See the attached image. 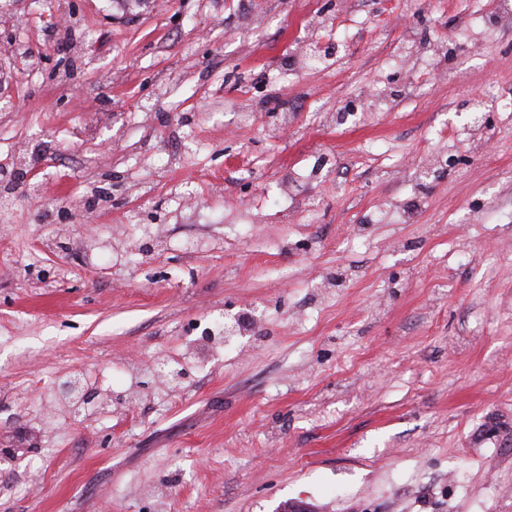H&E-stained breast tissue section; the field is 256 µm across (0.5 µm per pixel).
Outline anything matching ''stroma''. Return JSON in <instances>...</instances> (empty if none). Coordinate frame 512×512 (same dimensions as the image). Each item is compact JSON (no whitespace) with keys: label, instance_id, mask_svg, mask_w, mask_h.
I'll return each mask as SVG.
<instances>
[{"label":"stroma","instance_id":"35a3bbf8","mask_svg":"<svg viewBox=\"0 0 512 512\" xmlns=\"http://www.w3.org/2000/svg\"><path fill=\"white\" fill-rule=\"evenodd\" d=\"M494 9L0 0V512H512ZM155 376L164 379L175 388H179L188 378L187 370L177 362L160 361Z\"/></svg>","mask_w":512,"mask_h":512}]
</instances>
